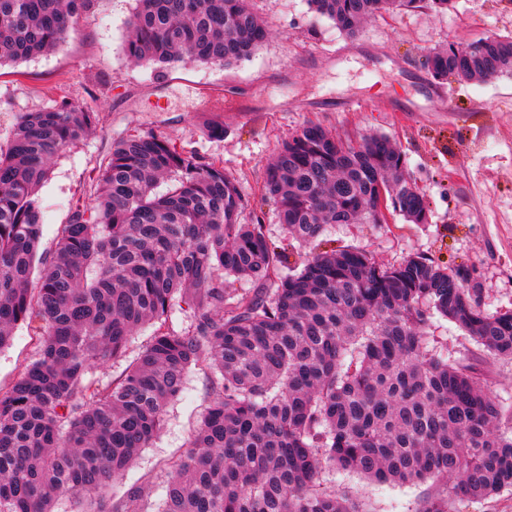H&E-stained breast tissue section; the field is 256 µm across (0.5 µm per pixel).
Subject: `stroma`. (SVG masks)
Listing matches in <instances>:
<instances>
[{
    "label": "stroma",
    "instance_id": "stroma-1",
    "mask_svg": "<svg viewBox=\"0 0 512 512\" xmlns=\"http://www.w3.org/2000/svg\"><path fill=\"white\" fill-rule=\"evenodd\" d=\"M135 6V0H98L56 50L0 67V145L11 139L18 113L63 96L100 117L95 134L54 157L39 189V255L53 252L70 205L90 195L94 172L113 143L149 131L223 165L290 265L345 246L366 250L384 265L424 256L468 269L487 313L512 308V75L437 82L421 65L426 52L451 42L512 36V0H456L447 13L416 9L376 17L364 26L355 54L345 53L348 37L314 17L306 0H253L270 29L255 56L228 68L187 63L163 71L131 64L124 54ZM232 99L246 101L248 111L226 110ZM211 114L223 115V135L202 130L203 117ZM309 121L354 141L367 133L390 136L431 202L428 223L394 216L386 224L328 225L307 246L288 238L274 203L264 197V170L282 142ZM428 340L475 367L493 395L512 404V362L483 351L441 317ZM37 352L36 336L17 325L0 349V389L10 388ZM212 380L206 364L188 370L159 434L114 482L113 495L144 482L149 503L159 505L166 463L188 449L211 403ZM323 484L361 500L369 512H416L422 497L438 488L433 481L378 484L338 470L326 471Z\"/></svg>",
    "mask_w": 512,
    "mask_h": 512
}]
</instances>
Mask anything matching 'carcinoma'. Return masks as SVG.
Masks as SVG:
<instances>
[{
	"label": "carcinoma",
	"instance_id": "cac0c4a2",
	"mask_svg": "<svg viewBox=\"0 0 512 512\" xmlns=\"http://www.w3.org/2000/svg\"><path fill=\"white\" fill-rule=\"evenodd\" d=\"M97 0H0V66L57 49ZM349 38L381 13L441 12L454 0H307ZM269 28L249 0H136L124 43L135 64L231 66ZM436 81L512 71V36L450 43L423 56ZM99 115L63 98L21 112L0 146V348L14 328L38 357L0 391V512H149L144 487L109 495L161 430L184 375L215 370L209 411L167 463L158 512H362L321 488L327 468L382 483L441 482L417 512L512 489V415L460 360L429 345L440 316L512 361V310L489 315L465 269L413 256L396 266L334 249L288 267L224 167L153 132L112 145L76 200L30 287L42 221L37 193L52 159L93 133ZM165 190L158 191L159 186ZM265 196L292 239L328 224H425L428 198L385 134L342 140L309 121L264 171ZM229 277L257 283L237 294ZM193 310L175 331V295ZM150 342L114 379L90 370L121 357L142 326Z\"/></svg>",
	"mask_w": 512,
	"mask_h": 512
}]
</instances>
